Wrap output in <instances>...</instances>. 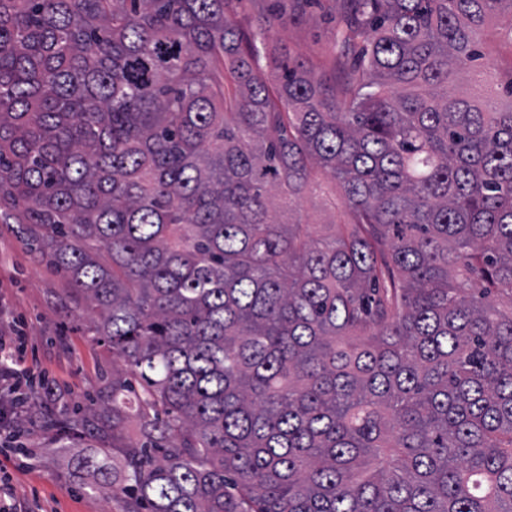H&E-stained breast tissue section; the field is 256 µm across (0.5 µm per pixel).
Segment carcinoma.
<instances>
[{"label": "carcinoma", "instance_id": "1", "mask_svg": "<svg viewBox=\"0 0 512 512\" xmlns=\"http://www.w3.org/2000/svg\"><path fill=\"white\" fill-rule=\"evenodd\" d=\"M235 2L0 0V210L137 382L81 466L121 512H512V61L448 91L512 0H339L333 73L272 80ZM298 214L293 213L292 217L300 215L309 224H327L333 219V210L323 203V197L319 190L307 194L297 208Z\"/></svg>", "mask_w": 512, "mask_h": 512}]
</instances>
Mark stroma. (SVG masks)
<instances>
[{
    "mask_svg": "<svg viewBox=\"0 0 512 512\" xmlns=\"http://www.w3.org/2000/svg\"><path fill=\"white\" fill-rule=\"evenodd\" d=\"M269 14L273 42L285 44L315 73L332 72L336 0H317L301 16L292 13L288 0H238L231 20L246 33ZM0 304L13 318L0 325V333L23 330L27 358L36 359L68 393L65 406L32 409L21 424L22 447H0L16 500L25 512H118V502L92 492L93 474L75 465L77 456L102 448L96 426L71 427L79 409L107 402L112 353L87 333L88 314L75 303L67 273L34 261L12 215L0 218Z\"/></svg>",
    "mask_w": 512,
    "mask_h": 512,
    "instance_id": "1",
    "label": "stroma"
}]
</instances>
